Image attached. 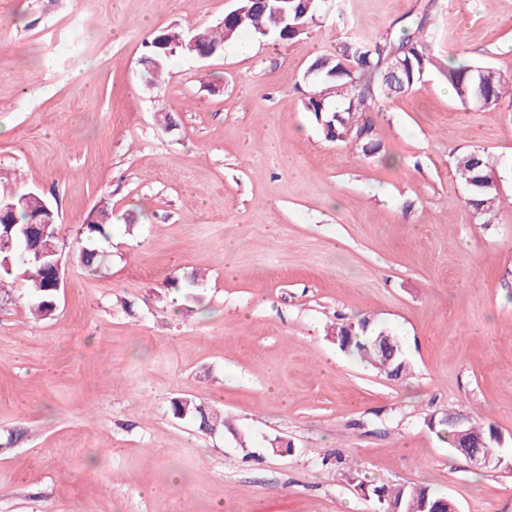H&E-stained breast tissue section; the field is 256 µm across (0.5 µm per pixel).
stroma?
I'll return each instance as SVG.
<instances>
[{"mask_svg": "<svg viewBox=\"0 0 512 512\" xmlns=\"http://www.w3.org/2000/svg\"><path fill=\"white\" fill-rule=\"evenodd\" d=\"M421 2L345 0L297 39L176 58L153 83L145 42L230 0H0V198L58 210L65 276L50 316L24 281L0 299V512H376L373 487L413 484L512 512V470L470 467L426 424H492L512 460V103L462 108L429 72L376 102L371 157L303 107L315 58ZM433 24L512 74V0H436ZM469 149L494 165L489 224L454 176ZM103 199L91 275L69 244ZM197 268L198 303L168 287ZM366 316L408 375L333 342ZM176 397L223 430L174 418ZM170 409L175 418L190 420L203 432H214L224 428V415L191 398H174Z\"/></svg>", "mask_w": 512, "mask_h": 512, "instance_id": "stroma-1", "label": "stroma"}]
</instances>
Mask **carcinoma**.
<instances>
[{"instance_id":"carcinoma-1","label":"carcinoma","mask_w":512,"mask_h":512,"mask_svg":"<svg viewBox=\"0 0 512 512\" xmlns=\"http://www.w3.org/2000/svg\"><path fill=\"white\" fill-rule=\"evenodd\" d=\"M274 3L287 10L288 28L285 30L272 29L270 5ZM433 7L434 4L427 3L417 13L406 16L397 32H387L372 39L351 37L340 42L335 52L313 60L307 75L314 77V84L305 108L313 113L328 140L350 142L365 156L381 149L378 130L372 129L358 140L355 124L380 97L410 91L434 65L437 47L431 24ZM324 12L322 0L307 4L304 0H268L265 8L256 6L253 0H238L236 13L229 21L205 29L207 45L220 54L247 32L257 40L268 37L293 40L316 25ZM185 36V31L177 27L158 31L156 41L146 45V56L154 60L149 70L156 75L162 74L173 58L192 56L183 44ZM394 55L403 60L404 70L401 80L392 82L387 77V70ZM441 73L455 96L465 105H474L479 97L483 98L487 109L498 106L505 99L512 102V79L487 65L464 59L450 60L441 68ZM455 174L468 188L467 204L474 218L483 224L491 223L500 201V192L489 157L479 150L464 152L456 157ZM24 196L26 193L20 192L6 199L0 198V208L10 210V220L15 224L11 231L12 248L0 251V296H12L14 271L22 268L27 295L31 299L30 309L34 315L46 317L56 308L57 290L54 288L51 262L61 257L59 235L51 232L42 238H25L22 227L36 217L44 223L53 222L56 211L52 207L30 211L21 203ZM111 232L110 213L104 205L99 208L96 220L84 225L80 237L72 243L75 258L87 272L93 274L98 271L103 254L99 245L109 242ZM202 283L201 273L194 270L186 279L172 282L171 287L198 302L197 290ZM332 336L342 352L376 369L383 365V360L374 341L383 336L397 348L392 367L400 375L409 370L400 338L368 318L342 324ZM170 409L174 417L191 421L203 432H214L224 427V415L191 398L173 399ZM464 430L469 441L478 445L483 454L501 462L497 449L499 437L492 425L469 422ZM372 495L385 507L391 503L399 506L400 512H454L456 507L453 500L438 496L425 486H376Z\"/></svg>"}]
</instances>
